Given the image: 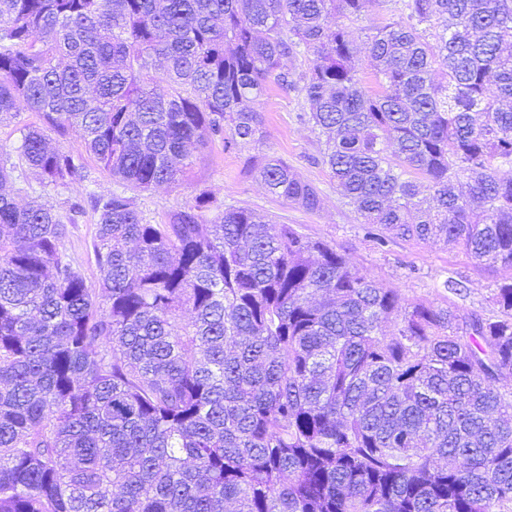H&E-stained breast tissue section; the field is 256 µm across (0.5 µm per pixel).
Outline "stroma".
Segmentation results:
<instances>
[{"instance_id":"stroma-1","label":"stroma","mask_w":512,"mask_h":512,"mask_svg":"<svg viewBox=\"0 0 512 512\" xmlns=\"http://www.w3.org/2000/svg\"><path fill=\"white\" fill-rule=\"evenodd\" d=\"M296 93L273 89L261 104L265 116V137L250 148L228 152L215 140L196 152L189 170L174 184L147 191H134L137 207L151 222H160L170 210L193 203L208 190L219 203L252 209L280 224L294 225L304 235L340 249L349 263L369 279L387 288H397L413 301L452 307L459 316L478 312L487 316L498 309L490 300L497 283L512 277V270L489 267L473 260L463 246L441 242L391 239L377 248L331 179L327 167L318 164V137L296 119ZM270 154L282 158L305 181L315 185L321 202L316 211L289 204L266 192L252 168L251 158ZM80 177L68 187L53 188L42 182L25 164H18L15 189L20 202L38 199L66 212L70 199L90 191L118 190L119 185L92 157H84ZM96 216L86 211L71 225L63 241L66 253L79 266L88 285H97L100 271L92 252ZM460 283V292L448 290L447 281Z\"/></svg>"}]
</instances>
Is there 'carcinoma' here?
<instances>
[{"mask_svg":"<svg viewBox=\"0 0 512 512\" xmlns=\"http://www.w3.org/2000/svg\"><path fill=\"white\" fill-rule=\"evenodd\" d=\"M0 0V123L64 188L75 137L131 190L262 140L274 85L378 247L512 270V0ZM364 33L376 89L361 88ZM166 85L158 94L154 86ZM0 146V512H512V281L499 315L408 302L336 247L207 191L153 224L90 196L101 274L21 206ZM266 191L318 189L272 155ZM21 116L18 117L15 122L12 123H4L0 125V144L7 146V148H14L19 145V140L21 138V134L19 128L25 123H35L41 124L39 117L35 114V112H28L26 110H21ZM19 122V123H18Z\"/></svg>","mask_w":512,"mask_h":512,"instance_id":"obj_1","label":"carcinoma"}]
</instances>
